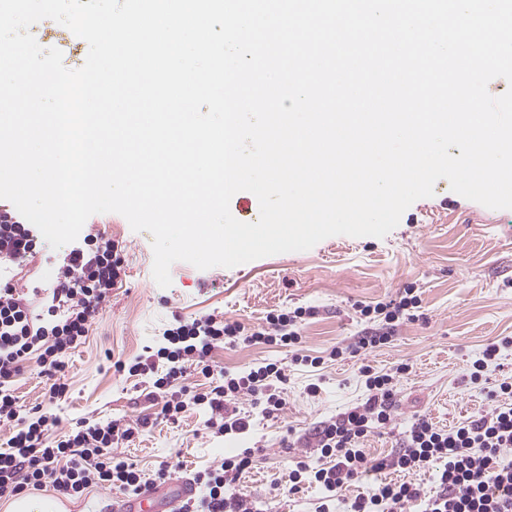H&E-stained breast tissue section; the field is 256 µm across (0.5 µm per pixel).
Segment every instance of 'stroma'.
<instances>
[{
	"instance_id": "obj_1",
	"label": "stroma",
	"mask_w": 512,
	"mask_h": 512,
	"mask_svg": "<svg viewBox=\"0 0 512 512\" xmlns=\"http://www.w3.org/2000/svg\"><path fill=\"white\" fill-rule=\"evenodd\" d=\"M83 229L118 246L126 274L103 302L85 343L68 356L67 400L49 406L46 380L32 366L15 384L20 405L26 410L52 407L58 419L49 432L53 438L82 419L147 420L139 437L117 451L149 477L162 464H171L174 482L239 449L261 445L254 468L235 487L258 512H315L322 490L308 482L291 491L288 475L300 460L319 466L312 443L320 421L366 401L362 365L379 371L401 361L412 366L397 383L395 422L360 443L367 458L376 460L399 449L401 434L415 416L449 426L486 409L489 382L471 383L470 374L487 344L512 336V209L494 210L468 200L444 179L436 182L432 197L415 201L384 238L332 236L307 251L232 268L200 270L178 261L170 268L166 288L152 276L149 232L133 231L117 213L92 215ZM64 254L43 241L36 254L7 269L33 289L29 309L34 317H42L51 303ZM409 286L421 299L418 321L400 327L389 344L364 355L330 361L321 369H291L279 418H264L241 402L249 427L236 436H212L202 426L203 412L194 408L176 424L156 419L157 408L140 377L114 369L116 361L133 360L147 347L160 346L163 331L175 318L214 313L253 326L268 312L298 307L308 311L302 319L303 352L324 355L368 329L355 311L358 303L386 302ZM212 357L239 371L287 359L288 354L282 348L242 343L216 348ZM312 383L321 388L318 396L307 393ZM31 496L58 501L62 512H110L114 493L93 487L81 496L61 498L47 486Z\"/></svg>"
}]
</instances>
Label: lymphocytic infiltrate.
<instances>
[{"label":"lymphocytic infiltrate","mask_w":512,"mask_h":512,"mask_svg":"<svg viewBox=\"0 0 512 512\" xmlns=\"http://www.w3.org/2000/svg\"><path fill=\"white\" fill-rule=\"evenodd\" d=\"M37 241L34 229L19 212L0 209V260L34 254ZM124 272L117 245L86 235L65 255L48 308L50 318L39 325L31 319L13 280L0 277V423L12 428L6 448L0 451V495L16 496L46 484L66 497L92 485L126 495L148 487L136 463L113 451L114 445L133 442L142 423L81 421L49 443L45 435L56 425V417L22 412L13 389L17 377L33 362L47 379L50 401L65 398L67 356L87 336L101 303ZM419 307L420 298L410 288L386 303L357 305L361 317L379 320V328L362 332L353 342L337 344L325 358L298 351L304 315L300 307L268 313L253 329L215 314L180 319L163 332L165 344L156 353L130 364L116 362L115 368L146 378L157 418L174 422L195 407L207 412L205 427L214 436L240 434L248 428L237 408L241 398H248L263 416L281 414L286 400L279 386L288 380L289 365L275 361L232 372L215 364V348H233L242 342L286 347L292 351L290 365L317 368L326 359L354 357L389 343L400 326L418 320ZM191 368L208 379V388L172 390V382ZM410 370L403 362L384 372L363 366L369 391L366 401L322 421L315 433L317 450L332 459V466L312 468L298 462L290 481L297 486L311 479L329 499L369 472L390 469L401 473V480L366 486L351 503L350 512H410L414 507L419 512H512V381L489 391L490 406L478 415L448 429L427 416H417L405 431L398 453L380 460L365 456L360 441L393 421L396 383ZM254 458V449L247 448L197 472L195 480L204 493L184 505L183 512H254L249 500L231 491L238 478L253 468ZM425 469L434 472L435 487L429 491L411 480Z\"/></svg>","instance_id":"lymphocytic-infiltrate-1"}]
</instances>
